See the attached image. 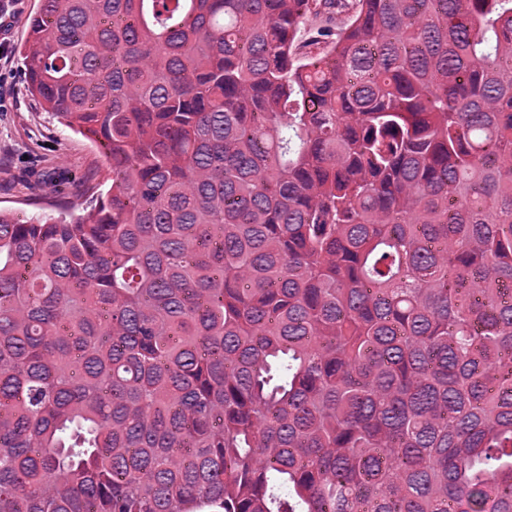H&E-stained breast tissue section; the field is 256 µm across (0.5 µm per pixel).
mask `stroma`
<instances>
[{
    "instance_id": "35a3bbf8",
    "label": "stroma",
    "mask_w": 512,
    "mask_h": 512,
    "mask_svg": "<svg viewBox=\"0 0 512 512\" xmlns=\"http://www.w3.org/2000/svg\"><path fill=\"white\" fill-rule=\"evenodd\" d=\"M38 7L39 0H20L15 27L0 34V210L22 220L50 212L54 185L84 182L96 194L111 185L96 145L62 126L27 89L19 52Z\"/></svg>"
}]
</instances>
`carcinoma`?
I'll list each match as a JSON object with an SVG mask.
<instances>
[{
    "label": "carcinoma",
    "instance_id": "carcinoma-1",
    "mask_svg": "<svg viewBox=\"0 0 512 512\" xmlns=\"http://www.w3.org/2000/svg\"><path fill=\"white\" fill-rule=\"evenodd\" d=\"M112 185L0 212V512H512V0H41Z\"/></svg>",
    "mask_w": 512,
    "mask_h": 512
}]
</instances>
